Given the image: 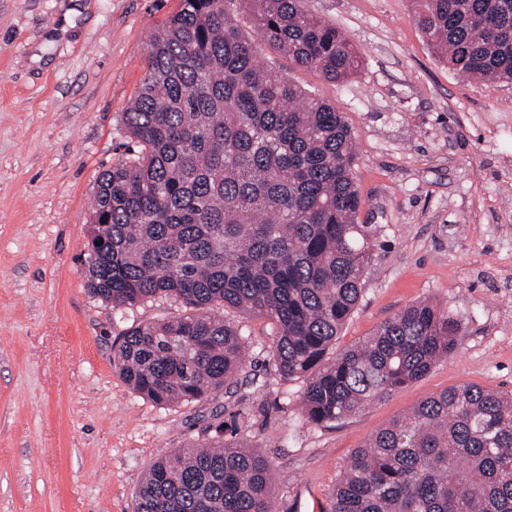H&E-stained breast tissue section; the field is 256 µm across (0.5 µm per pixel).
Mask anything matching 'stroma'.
<instances>
[{
	"label": "stroma",
	"mask_w": 512,
	"mask_h": 512,
	"mask_svg": "<svg viewBox=\"0 0 512 512\" xmlns=\"http://www.w3.org/2000/svg\"><path fill=\"white\" fill-rule=\"evenodd\" d=\"M306 3L360 51L357 73L337 84L260 56L343 113L359 218L381 228L336 348L430 300L463 322L455 352L334 426L308 425L300 382L269 361L270 325L231 312L249 337L240 378L171 406L129 388L112 366L122 334L183 307L115 310L89 293V206L133 154L124 114L180 0H0V512H132L155 458L230 435L270 462L274 512H327L355 449L424 397L512 392V84L448 70L410 0Z\"/></svg>",
	"instance_id": "obj_1"
}]
</instances>
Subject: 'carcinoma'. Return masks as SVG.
Returning a JSON list of instances; mask_svg holds the SVG:
<instances>
[{"label": "carcinoma", "mask_w": 512, "mask_h": 512, "mask_svg": "<svg viewBox=\"0 0 512 512\" xmlns=\"http://www.w3.org/2000/svg\"><path fill=\"white\" fill-rule=\"evenodd\" d=\"M181 0L154 34L126 130L138 150L105 170L90 213L104 244L89 292L118 309L156 298L189 313L128 329L112 365L157 405L200 399L244 362L247 338L201 307L265 318L271 364L302 383L301 417L344 421L452 354L462 320L414 303L336 352L377 227L361 224L353 135L336 106L274 75L268 44L345 83L361 53L305 0ZM448 69L512 83V0H415ZM268 460L217 440L155 459L133 512H272ZM329 512H512V395L463 384L420 400L356 449Z\"/></svg>", "instance_id": "obj_1"}]
</instances>
